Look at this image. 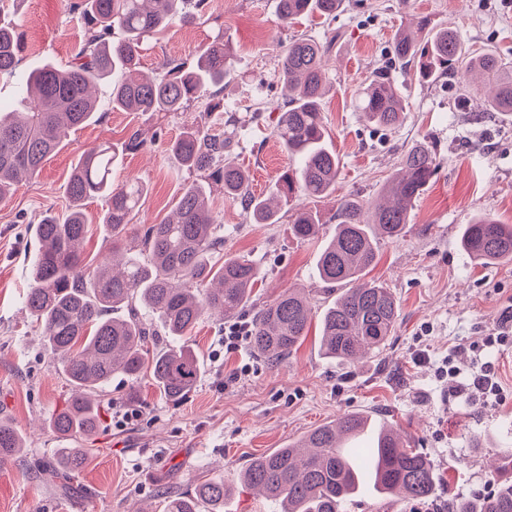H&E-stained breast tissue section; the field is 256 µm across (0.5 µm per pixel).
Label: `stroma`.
Masks as SVG:
<instances>
[{
  "mask_svg": "<svg viewBox=\"0 0 512 512\" xmlns=\"http://www.w3.org/2000/svg\"><path fill=\"white\" fill-rule=\"evenodd\" d=\"M70 2L0 0V17L21 24L27 36L18 74L40 61L69 60L81 34ZM422 16L457 31L472 52L512 59V0H344L331 22L303 18L287 27L278 20V0H208L199 22L148 38L140 62L144 73L158 77L164 59L193 65L200 46L223 36L232 47L231 74L220 93L223 108L209 110L204 96L178 112L106 113L102 121L72 131L42 171L0 203V415L26 444L20 458L0 465V512H136L145 505L163 512L167 494L239 472L253 457L355 412L402 430L450 487L419 503L364 493L344 512H448L449 496L485 497L507 479L491 461L512 444V344L492 345L488 336L512 309V264L474 263L458 237L478 214L512 224V114L479 110L476 99L488 95L487 86L473 97L461 84L426 81L414 68L392 61L389 48L397 31ZM300 35L330 45L324 68L332 89L322 115L326 143L340 165L334 195L313 204L296 198L290 209L315 205L324 234H333L337 197L355 193L377 200L414 143L429 144L436 155L433 179L415 202L402 237L378 243L369 272L399 304L392 336L379 353L349 365L323 355L314 324L297 351L275 366L250 349L225 353L223 323L204 320L190 341L201 366L194 392L174 406L150 376L114 377L97 432L74 441L91 451L73 480L77 491L61 493L37 472L60 446L47 423L63 408L70 387L23 307L36 225L46 212L66 211L64 188L85 151L105 142L121 145L137 129L159 138L125 153L116 177L139 179L148 188L133 225L160 223L193 179L170 154L169 142L191 125L223 132L229 111L246 124L226 159L248 173L253 193L269 191L291 164L273 134L283 98L277 60ZM381 66L389 67L406 105L401 125L391 132L366 122L357 108L359 91ZM257 110L262 118L255 122L251 115ZM212 210L224 227L225 255L247 256L262 271L253 303L303 288L314 308L323 307L325 294L313 270L320 241L298 240L284 222L254 223L242 202L225 199L217 187ZM422 347L430 359L415 362L414 352ZM447 356L463 382L481 367H493L502 387L499 398L483 404L449 392L435 374L436 361ZM246 359L253 366L249 376L225 383V375ZM131 409L138 417L118 425V412Z\"/></svg>",
  "mask_w": 512,
  "mask_h": 512,
  "instance_id": "stroma-1",
  "label": "stroma"
}]
</instances>
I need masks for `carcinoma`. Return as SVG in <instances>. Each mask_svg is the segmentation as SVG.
<instances>
[{"mask_svg":"<svg viewBox=\"0 0 512 512\" xmlns=\"http://www.w3.org/2000/svg\"><path fill=\"white\" fill-rule=\"evenodd\" d=\"M342 0H280L279 19L317 15L328 21ZM207 0H76L70 5L83 20L77 52L63 66L43 62L17 83L14 102L0 104V202L20 184L31 180L58 150L69 133L102 119L93 86L122 70L112 84L111 110L177 112L205 94L217 98L230 74L231 49L218 36L198 50L195 65L165 59L162 79L135 75L144 41L175 23L189 24L204 16ZM25 50L24 32L0 21V74L16 70ZM328 45L306 36L293 40L278 60L279 78L287 89L279 107L274 136L296 165L284 170L271 191L250 193L249 175L224 161L234 137L235 114L227 116L224 134L199 126L184 129L169 151L181 167L200 176L185 185L176 211L160 224L140 231V249L120 254L117 242L128 230L132 213L146 194L140 181L115 183L112 171L119 151L98 145L81 156L66 183V215L47 213L37 224L39 247L32 259L30 286L23 303L42 329L44 346L61 366L71 394L49 421L65 441L90 436L100 425L105 388L115 376L136 381L149 373L160 395L172 405L185 401L200 371L199 359L188 345L192 331L204 319L234 317L249 306L259 267L245 256H224V225L215 223L207 196L210 183L222 185L224 198L245 203L257 224H278L281 202L305 196L318 200L336 190L339 159L324 137L322 103L326 76L322 57ZM394 58L410 62L434 79L453 71H476L495 85L483 99L485 112L512 114V60L492 53L466 50L457 34L436 28L428 18L416 33L399 31L391 44ZM359 110L366 120L385 130L403 121L405 106L391 74L375 72L359 92ZM436 166L423 143L410 147L401 172L367 203L359 196L342 197L336 209V231L322 247L315 272L341 293L320 314L321 348L341 363H353L380 351L392 336L399 305L391 289L364 279L376 260V241L397 240L409 222L413 203L426 190ZM101 197L106 208L99 222L112 239V263L89 270L82 245L89 232L85 201ZM292 234L300 240L317 236L318 211L289 215ZM462 250L483 264L512 263V224L483 216L465 225ZM123 309L124 315L116 314ZM154 315L155 329L143 321ZM315 314L299 288H290L257 308L251 318L253 350L280 365L302 343ZM163 333L168 346L150 348V337ZM371 421L359 413L344 414L310 430L298 442L253 458L238 479L281 506V512H342L344 503L366 490L398 494L421 502L440 481L426 453L409 445L397 428L376 427L374 447L350 454L345 443L361 437ZM23 450V437L0 417V464ZM89 448H59L54 463L44 468L49 479L80 471ZM231 483L223 478L201 482L168 498L166 512H221ZM450 512H512V480L486 497L449 499Z\"/></svg>","mask_w":512,"mask_h":512,"instance_id":"1","label":"carcinoma"}]
</instances>
